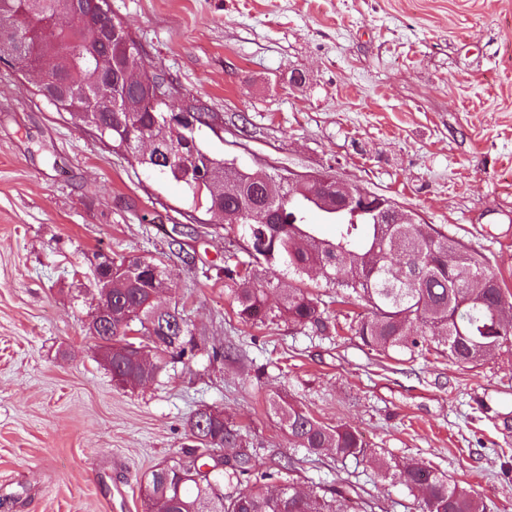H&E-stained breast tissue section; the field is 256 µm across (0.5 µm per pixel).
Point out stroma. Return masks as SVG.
Listing matches in <instances>:
<instances>
[{
	"label": "stroma",
	"mask_w": 512,
	"mask_h": 512,
	"mask_svg": "<svg viewBox=\"0 0 512 512\" xmlns=\"http://www.w3.org/2000/svg\"><path fill=\"white\" fill-rule=\"evenodd\" d=\"M145 58L208 105L201 141L252 171L321 173L392 198L486 255L512 295V0H110ZM154 259L160 300L198 348L114 386L86 330L93 252ZM239 234L179 187L56 111L0 61V512H146L150 472L215 406L259 471L293 454L298 487L356 489L418 512L378 460L429 463L512 512V350L466 368L386 356L237 315ZM348 425L370 454L292 449L277 395ZM492 412L480 410L479 401Z\"/></svg>",
	"instance_id": "1"
}]
</instances>
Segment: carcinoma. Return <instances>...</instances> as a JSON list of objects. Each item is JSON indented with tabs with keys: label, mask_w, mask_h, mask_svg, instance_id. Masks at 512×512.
<instances>
[{
	"label": "carcinoma",
	"mask_w": 512,
	"mask_h": 512,
	"mask_svg": "<svg viewBox=\"0 0 512 512\" xmlns=\"http://www.w3.org/2000/svg\"><path fill=\"white\" fill-rule=\"evenodd\" d=\"M103 2L97 27L79 25L61 33L54 30L53 20L66 9L67 0H0V61L26 72L44 58L52 60L50 83L66 82L68 94H42L48 103L180 187L192 206L204 209L209 223L237 229L254 261L226 267L224 276L234 285L243 321L264 325L279 318L321 336L337 330L321 295L282 281L277 268L284 265L298 275L320 272L326 287L336 291L337 303L362 306L349 330L380 354L407 353L413 359L434 344L453 363L467 367L512 340V301L482 256L419 218L413 224L392 223L377 209L376 194L362 200L356 212L343 209L331 175L326 183L288 182L211 152L197 132L210 125L214 114L197 99L186 97L181 103L193 124L168 132L160 149L140 155L141 140L160 135L171 116L166 98L180 90L164 72L149 69L131 32H126L127 49L98 42L99 28L125 29L108 0ZM109 49L111 85H118L128 71L146 76V83L130 88L117 112L109 92L101 90L99 56ZM322 224L332 226L331 237L321 234ZM163 283L162 263L122 257L112 262L110 312L101 314L96 307L88 314V334L97 340L103 359H112V381L119 387L154 381L169 365L195 356L196 344L182 311L152 297V290ZM271 290L279 294L274 308L267 303ZM133 332L141 341H129ZM272 406L295 447L313 454L330 448L341 458L367 456L353 428L326 425L283 397ZM188 429L193 447L182 449V456L148 477V512H362L348 490L306 492L291 482L273 489L264 484L295 472L292 457L261 475L263 483L226 497L224 485L250 474L255 456L240 451L228 470L215 460L210 450L237 440L217 407L195 413ZM380 467L409 492L418 493L420 512H488L477 491L423 462H383Z\"/></svg>",
	"instance_id": "cac0c4a2"
}]
</instances>
